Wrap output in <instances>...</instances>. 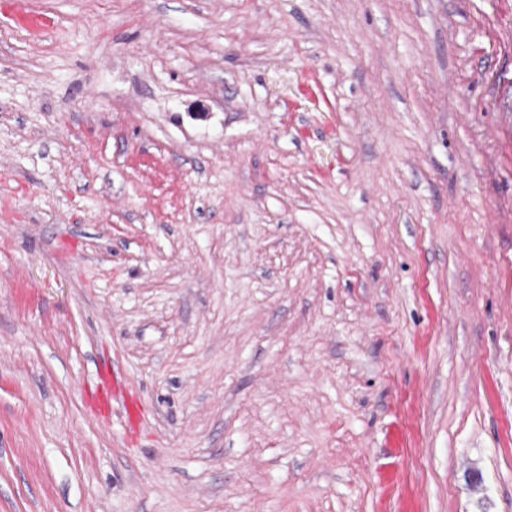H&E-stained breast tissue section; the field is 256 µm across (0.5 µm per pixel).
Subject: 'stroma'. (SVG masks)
<instances>
[{
  "label": "stroma",
  "mask_w": 512,
  "mask_h": 512,
  "mask_svg": "<svg viewBox=\"0 0 512 512\" xmlns=\"http://www.w3.org/2000/svg\"><path fill=\"white\" fill-rule=\"evenodd\" d=\"M0 512H512V0L1 7ZM99 395L103 400L117 401L118 398L122 399V406L126 413L127 420L134 424L137 419V408L135 401L130 395L129 384L119 381L115 374L112 372V390L109 387L103 388L99 391Z\"/></svg>",
  "instance_id": "stroma-1"
}]
</instances>
